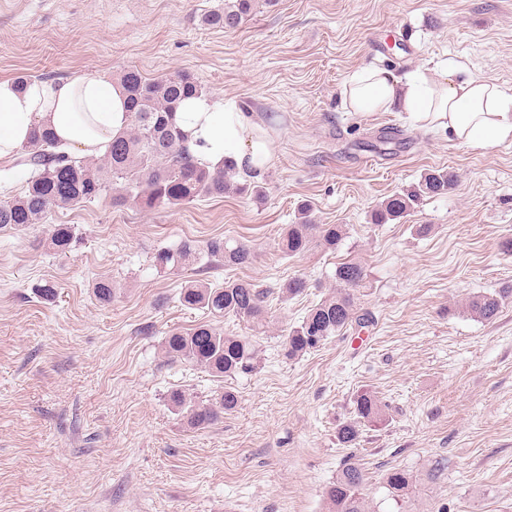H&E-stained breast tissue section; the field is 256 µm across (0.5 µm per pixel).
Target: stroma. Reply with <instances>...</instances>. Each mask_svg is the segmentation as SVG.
Masks as SVG:
<instances>
[{"label": "stroma", "instance_id": "35a3bbf8", "mask_svg": "<svg viewBox=\"0 0 512 512\" xmlns=\"http://www.w3.org/2000/svg\"><path fill=\"white\" fill-rule=\"evenodd\" d=\"M223 0H0V78L43 79L136 68L191 75L206 94L252 115L275 160L261 198L228 194L178 209L116 207L111 194L59 208L44 223L0 232V512H327L323 492L349 455L369 472L371 512H395L391 468L417 478L414 512H512V301L491 323L465 299L512 284V140L472 148L407 113L355 112L342 90L356 70L395 78L452 62L512 91V0H259L235 30L204 26ZM431 170L455 175L398 221L374 224L387 196ZM342 224L336 252L285 257L274 239L301 208ZM71 224L65 255L52 225ZM429 224L419 236L416 225ZM251 245L244 267L159 272L151 256L185 240ZM359 261L355 292L372 326L349 329L296 359L282 336ZM269 324L233 316L217 327L252 336L256 372L230 379L237 409L187 428L171 390L208 399L204 370L164 357L168 330L204 314L178 302L191 280L279 287ZM112 283L100 303L94 284ZM53 285L54 297L41 288ZM385 405L347 449L336 427L357 392ZM447 470L428 472L438 459ZM49 245L57 254H67L73 248L76 234L71 224H55L49 233Z\"/></svg>", "mask_w": 512, "mask_h": 512}]
</instances>
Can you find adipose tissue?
<instances>
[{
    "label": "adipose tissue",
    "instance_id": "obj_1",
    "mask_svg": "<svg viewBox=\"0 0 512 512\" xmlns=\"http://www.w3.org/2000/svg\"><path fill=\"white\" fill-rule=\"evenodd\" d=\"M345 96L355 112L401 105L416 121L469 147L512 139V93L450 64L439 77L418 70L403 83L385 70L364 68L349 76ZM176 120L199 163L213 166L230 158L240 172L258 179L273 160L270 141L234 102L203 94L185 101ZM128 123L125 91L108 72L36 80L23 90L0 79V158L20 150L40 124L52 127L68 151L99 157Z\"/></svg>",
    "mask_w": 512,
    "mask_h": 512
}]
</instances>
